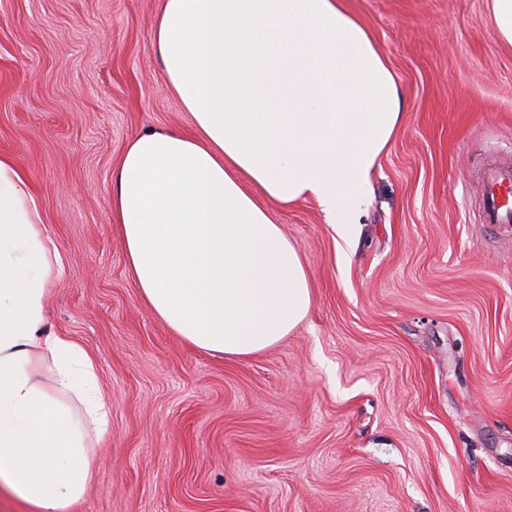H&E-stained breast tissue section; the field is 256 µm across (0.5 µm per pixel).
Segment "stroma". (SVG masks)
Segmentation results:
<instances>
[{
    "instance_id": "1",
    "label": "stroma",
    "mask_w": 512,
    "mask_h": 512,
    "mask_svg": "<svg viewBox=\"0 0 512 512\" xmlns=\"http://www.w3.org/2000/svg\"><path fill=\"white\" fill-rule=\"evenodd\" d=\"M163 0H0V154L30 177L62 272L54 331L111 403L71 512H512V225L480 176L512 163V46L489 0H346L403 119L350 233L272 207L312 302L242 359L140 300L107 188L135 134H193L152 49Z\"/></svg>"
}]
</instances>
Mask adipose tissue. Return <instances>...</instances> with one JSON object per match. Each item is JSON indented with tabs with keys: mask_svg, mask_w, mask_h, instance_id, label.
Listing matches in <instances>:
<instances>
[{
	"mask_svg": "<svg viewBox=\"0 0 512 512\" xmlns=\"http://www.w3.org/2000/svg\"><path fill=\"white\" fill-rule=\"evenodd\" d=\"M152 48L193 135L132 137L109 196L147 308L200 350L244 358L311 304L296 248L254 194L359 223L403 117L395 76L344 0H164ZM61 268L32 184L0 155V495L70 512L111 406L93 359L45 313Z\"/></svg>",
	"mask_w": 512,
	"mask_h": 512,
	"instance_id": "obj_1",
	"label": "adipose tissue"
}]
</instances>
